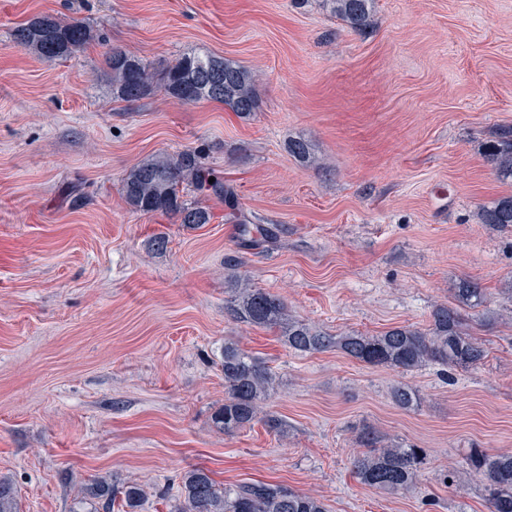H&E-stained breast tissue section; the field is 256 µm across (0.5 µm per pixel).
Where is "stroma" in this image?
I'll return each mask as SVG.
<instances>
[{"label":"stroma","mask_w":512,"mask_h":512,"mask_svg":"<svg viewBox=\"0 0 512 512\" xmlns=\"http://www.w3.org/2000/svg\"><path fill=\"white\" fill-rule=\"evenodd\" d=\"M374 10L355 33L320 0H0V477L18 512H75L95 478L119 494L138 484L137 512H173L195 468L221 486L285 484L328 512H487L477 476L442 478L470 449L512 452V234L477 216L512 195L483 154L512 126V0ZM39 14L95 38L38 59L13 31ZM113 46L154 71L198 50L235 60L256 76L259 109L240 118L159 87L121 101ZM296 138L315 164L289 153ZM185 150L276 240L244 246L214 196L202 226L131 209L129 170ZM232 272L333 335L426 326L463 278L501 318L471 324L479 368L405 374L233 321ZM228 341L276 373L268 405L285 436L213 427ZM402 382L417 394L408 409L391 398ZM366 428L424 450L412 489L358 481Z\"/></svg>","instance_id":"35a3bbf8"}]
</instances>
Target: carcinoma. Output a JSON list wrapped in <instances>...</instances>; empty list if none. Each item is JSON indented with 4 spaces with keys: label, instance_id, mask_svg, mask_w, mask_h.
Returning <instances> with one entry per match:
<instances>
[{
    "label": "carcinoma",
    "instance_id": "1",
    "mask_svg": "<svg viewBox=\"0 0 512 512\" xmlns=\"http://www.w3.org/2000/svg\"><path fill=\"white\" fill-rule=\"evenodd\" d=\"M375 0H322V6L350 30L361 32L373 24ZM93 39L81 21H63L53 15H36L15 28V46L45 60L68 58ZM112 74V94L125 102H136L160 85L182 103L216 102L239 117L258 110L259 100L252 73L228 58L193 51L177 58L160 73L151 71L140 59L118 47L106 53ZM484 157L503 180L512 181V127L500 129L484 144ZM214 182H209V178ZM193 185L199 194L224 197L229 219L248 223L238 207L236 195L214 172L202 166L196 155H154L135 165L122 181V195L135 211L174 215L180 223L200 226L211 222L209 208L183 200L181 186ZM479 220L499 231H512V195L501 197L479 209ZM235 295L224 306L225 313L249 327L276 329L289 348L300 353L338 349L346 356L371 366L389 367L411 373L430 362L448 368L469 370L484 363L487 351L467 328L465 315L457 307L436 305L427 328L395 326L375 335L352 332L332 336L288 313L282 300L264 288L234 280ZM457 302L471 309L484 306V289L470 279L457 288ZM224 404L212 416L214 426L231 435L254 423L283 435L286 422L267 409V400L277 385L275 373L265 362L226 341L222 353ZM401 408H410L416 394L407 384L392 391ZM360 442L367 451L353 459L358 480L373 489L398 493L412 488L425 463L424 451L408 444L382 445L377 432L366 429ZM461 470L482 479L489 512H512V453H489L472 449ZM183 503L176 512H327L324 502L298 493L283 484L265 482L220 487L210 474L192 469L184 475ZM99 504L103 512L113 506L112 484L95 479L81 489L80 504ZM0 512H16L12 482L0 478Z\"/></svg>",
    "mask_w": 512,
    "mask_h": 512
}]
</instances>
